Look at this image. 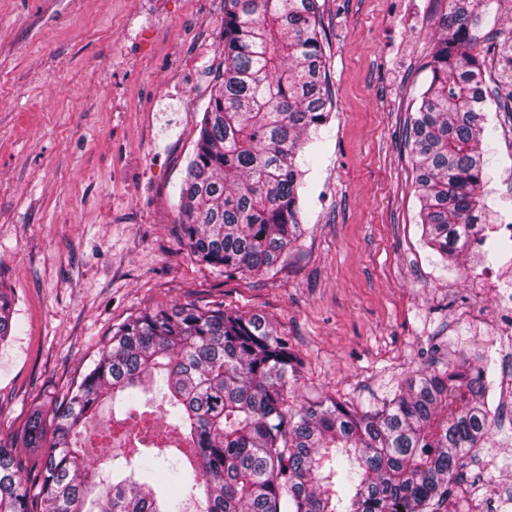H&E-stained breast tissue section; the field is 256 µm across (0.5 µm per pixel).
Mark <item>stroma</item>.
Masks as SVG:
<instances>
[{
    "label": "stroma",
    "mask_w": 512,
    "mask_h": 512,
    "mask_svg": "<svg viewBox=\"0 0 512 512\" xmlns=\"http://www.w3.org/2000/svg\"><path fill=\"white\" fill-rule=\"evenodd\" d=\"M335 108L310 165L304 233L277 271L198 263L178 195L224 60V0H0V438L50 417L118 324L193 304L264 316L301 360L300 399L363 408L459 352H486L494 299L421 238L402 129L425 90L446 0H318ZM486 202L512 225V113L490 112ZM512 475V423L471 449L460 483Z\"/></svg>",
    "instance_id": "obj_1"
}]
</instances>
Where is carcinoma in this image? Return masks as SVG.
<instances>
[{
    "label": "carcinoma",
    "instance_id": "carcinoma-1",
    "mask_svg": "<svg viewBox=\"0 0 512 512\" xmlns=\"http://www.w3.org/2000/svg\"><path fill=\"white\" fill-rule=\"evenodd\" d=\"M496 0H448L430 80L405 128L424 244L459 264L485 206L487 112H512V29L484 24ZM318 0H224V62L180 187L182 238L200 263L269 274L302 235L305 147L334 101ZM498 65L487 89L486 58ZM0 292V342L12 332ZM480 357L408 377L380 408L300 401L288 338L264 317L175 306L116 327L51 418L34 486L39 512H448L467 451L491 434ZM111 402L155 403L184 447L138 437L88 470L81 432ZM40 416L25 442L39 447ZM16 448L0 443V512H34Z\"/></svg>",
    "mask_w": 512,
    "mask_h": 512
}]
</instances>
